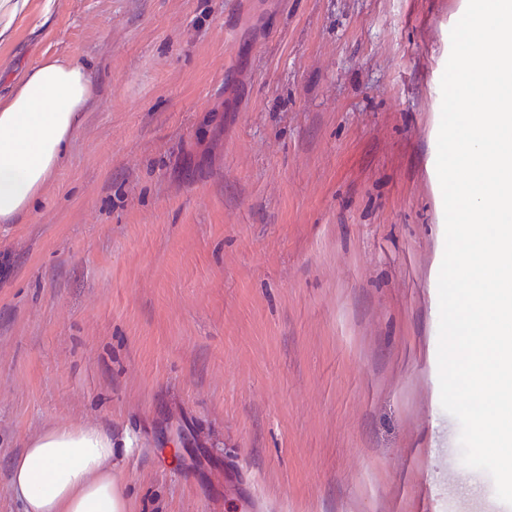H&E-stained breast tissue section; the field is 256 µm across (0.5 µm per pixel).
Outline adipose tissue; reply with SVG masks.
<instances>
[{
  "label": "adipose tissue",
  "mask_w": 512,
  "mask_h": 512,
  "mask_svg": "<svg viewBox=\"0 0 512 512\" xmlns=\"http://www.w3.org/2000/svg\"><path fill=\"white\" fill-rule=\"evenodd\" d=\"M0 94V224H14L39 201L61 165L93 96L80 65L55 56L4 72ZM111 435L68 424L29 438L10 462L11 489L23 512H130Z\"/></svg>",
  "instance_id": "1"
}]
</instances>
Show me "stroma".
Here are the masks:
<instances>
[{
  "label": "stroma",
  "mask_w": 512,
  "mask_h": 512,
  "mask_svg": "<svg viewBox=\"0 0 512 512\" xmlns=\"http://www.w3.org/2000/svg\"><path fill=\"white\" fill-rule=\"evenodd\" d=\"M467 3L58 0L0 47L95 86L0 226V512L58 424L129 442L131 512H512L440 403V82Z\"/></svg>",
  "instance_id": "35a3bbf8"
}]
</instances>
